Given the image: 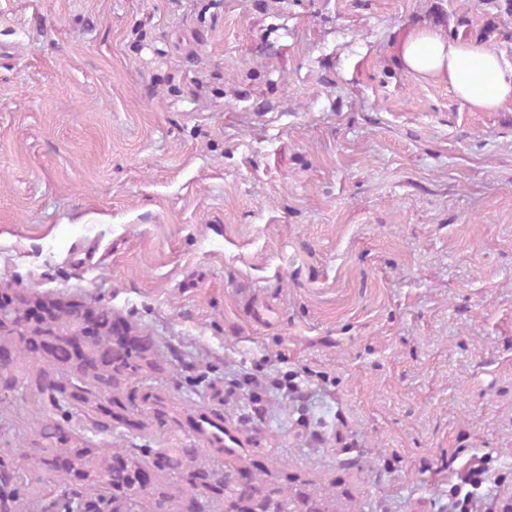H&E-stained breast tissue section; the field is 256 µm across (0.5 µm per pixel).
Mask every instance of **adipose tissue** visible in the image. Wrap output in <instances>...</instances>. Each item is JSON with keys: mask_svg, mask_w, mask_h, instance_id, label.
I'll use <instances>...</instances> for the list:
<instances>
[{"mask_svg": "<svg viewBox=\"0 0 512 512\" xmlns=\"http://www.w3.org/2000/svg\"><path fill=\"white\" fill-rule=\"evenodd\" d=\"M395 54L407 72L448 84L472 111L496 112L512 104V64L479 40L417 27L398 43Z\"/></svg>", "mask_w": 512, "mask_h": 512, "instance_id": "obj_1", "label": "adipose tissue"}]
</instances>
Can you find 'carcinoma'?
Returning a JSON list of instances; mask_svg holds the SVG:
<instances>
[{
	"label": "carcinoma",
	"mask_w": 512,
	"mask_h": 512,
	"mask_svg": "<svg viewBox=\"0 0 512 512\" xmlns=\"http://www.w3.org/2000/svg\"><path fill=\"white\" fill-rule=\"evenodd\" d=\"M0 387L47 395L53 406L83 412L102 432L140 422L112 412L125 385L153 367L154 338L114 332L112 309L72 304L32 313L19 297L0 305ZM196 433L224 452V425L206 416ZM149 448H102L49 414L35 424L28 445L0 448V512H33L26 483L55 486L59 512H210L231 498L248 512H337L336 492L298 476L265 473L227 489L219 465L198 448L149 457Z\"/></svg>",
	"instance_id": "1"
}]
</instances>
